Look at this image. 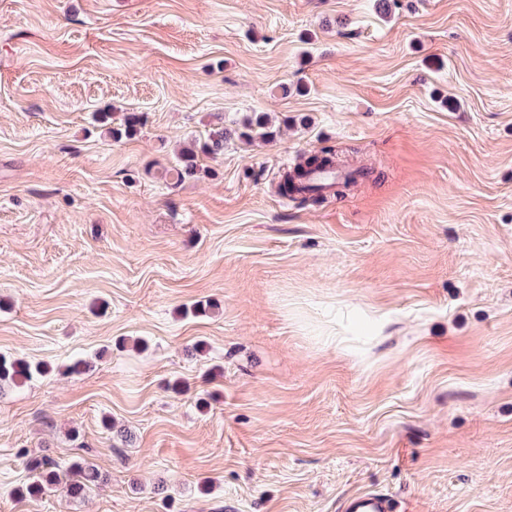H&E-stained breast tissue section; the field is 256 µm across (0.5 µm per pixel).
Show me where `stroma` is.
Masks as SVG:
<instances>
[{"label": "stroma", "mask_w": 512, "mask_h": 512, "mask_svg": "<svg viewBox=\"0 0 512 512\" xmlns=\"http://www.w3.org/2000/svg\"><path fill=\"white\" fill-rule=\"evenodd\" d=\"M375 3L0 0V354L50 368L0 512H512V0ZM325 148L372 176L279 195ZM33 458L104 480L23 499ZM234 134H237L239 139L248 142L256 139L274 141L277 131L265 113L255 112L242 123V128H238L237 131L224 127V123L214 125L209 132L207 141L203 143L200 153L218 155L224 152V143ZM170 171L176 183H181L187 178L196 177L201 171L205 172L200 164L199 152L191 145L180 149ZM393 499L379 494L362 493L348 497L345 512H397Z\"/></svg>", "instance_id": "1"}]
</instances>
